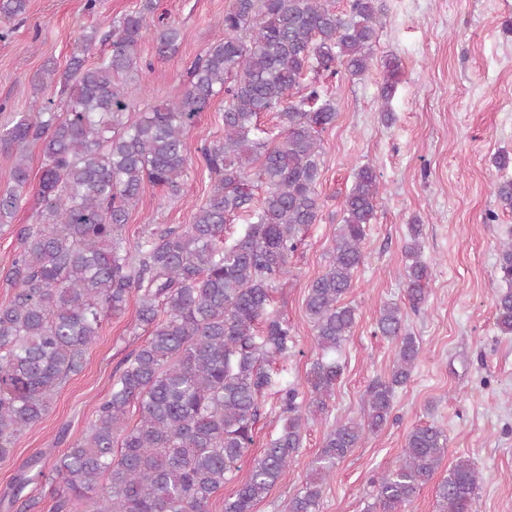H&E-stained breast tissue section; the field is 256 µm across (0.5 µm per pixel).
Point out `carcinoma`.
Instances as JSON below:
<instances>
[{
	"instance_id": "1",
	"label": "carcinoma",
	"mask_w": 512,
	"mask_h": 512,
	"mask_svg": "<svg viewBox=\"0 0 512 512\" xmlns=\"http://www.w3.org/2000/svg\"><path fill=\"white\" fill-rule=\"evenodd\" d=\"M27 0H0V40ZM156 0L75 42L67 66L43 70L40 94L55 88L65 109L35 97L27 112L0 128V151L13 157L10 186L0 194V228L10 223L30 187L27 147L42 146L45 160L35 194L37 223L14 229L18 252L3 275L13 290L0 304V460L18 437L49 411L57 388L80 371L103 320L136 297L137 325L147 338L122 361L106 399L85 436L47 462L30 458L0 505L30 512L24 490L45 468L67 489L53 512H208L213 495L234 481L236 463L254 442L268 394L277 396L283 425L255 460L246 480L224 498V512H253L272 491L303 444L309 417L328 410L343 374L340 353L355 309L342 304L363 263L366 225L375 218L379 180L362 166L342 203L327 270L307 288L306 314L319 354L307 372L310 397L273 377L267 365L288 355V323L269 311L272 293L289 273L301 231L319 220L320 132L336 109L309 74L351 77L373 65L376 0H233L219 25L224 38L188 69V85L175 101L155 106L137 123L124 114L141 87L127 81L151 63L140 41ZM180 30L159 22L160 58L176 52ZM110 51L88 63L96 41ZM382 108L398 81V64L383 61ZM224 95V141L200 161L214 183L194 223L154 231L134 246L123 228L149 182L173 194L188 168L184 135L198 113ZM279 114L282 131L260 127L263 112ZM247 221L224 244V225ZM422 225H410L405 246V300L419 311L427 298L429 266L421 260ZM496 324L512 335V240L501 244ZM375 335L397 343L388 379L369 386L366 421H341L325 436L312 461V478L288 502V512H319L322 485L337 462L366 434L382 429L397 388L411 378L421 346L406 331L402 308H381ZM137 407L136 424L127 422ZM447 448L435 425L413 429L398 464L373 481L370 512H406L430 481ZM481 474L461 458L435 489L438 512H474Z\"/></svg>"
}]
</instances>
